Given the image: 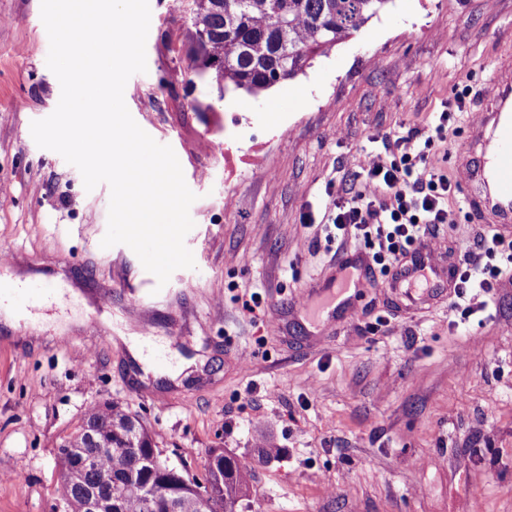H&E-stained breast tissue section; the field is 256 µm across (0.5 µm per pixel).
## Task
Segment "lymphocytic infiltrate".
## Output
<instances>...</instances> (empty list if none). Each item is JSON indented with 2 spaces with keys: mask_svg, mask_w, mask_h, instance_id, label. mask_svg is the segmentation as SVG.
Masks as SVG:
<instances>
[{
  "mask_svg": "<svg viewBox=\"0 0 512 512\" xmlns=\"http://www.w3.org/2000/svg\"><path fill=\"white\" fill-rule=\"evenodd\" d=\"M448 119V112L440 113L432 137L424 141L425 149L445 140ZM407 142L404 136L385 141L386 157L369 159L359 189L341 197L324 216L338 242L364 240L369 248L366 276L371 280L379 275L398 278L408 264L412 246L435 239L456 198V183L428 162L425 149L414 155L404 151ZM419 165L424 168L420 175L415 172ZM504 245L497 232L481 235L476 251L467 253L465 267L449 271L453 300L464 298L472 288L494 293L501 272L482 266L481 261Z\"/></svg>",
  "mask_w": 512,
  "mask_h": 512,
  "instance_id": "f902f5d3",
  "label": "lymphocytic infiltrate"
}]
</instances>
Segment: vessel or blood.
Segmentation results:
<instances>
[{
	"mask_svg": "<svg viewBox=\"0 0 512 512\" xmlns=\"http://www.w3.org/2000/svg\"><path fill=\"white\" fill-rule=\"evenodd\" d=\"M457 156L465 169V196L470 212L478 214L500 232L512 230V56L502 59L489 81L488 93L478 120L460 146ZM427 280L421 299L437 291L438 267L428 246L418 249ZM358 268L339 260L334 275L306 289L305 306L318 319L329 321L337 310L354 308L360 296Z\"/></svg>",
	"mask_w": 512,
	"mask_h": 512,
	"instance_id": "obj_1",
	"label": "vessel or blood"
}]
</instances>
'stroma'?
Here are the masks:
<instances>
[{
    "mask_svg": "<svg viewBox=\"0 0 512 512\" xmlns=\"http://www.w3.org/2000/svg\"><path fill=\"white\" fill-rule=\"evenodd\" d=\"M147 70L125 104L171 146L197 199L185 244L195 266L159 291L124 244L102 248L110 188L36 145L33 121L61 95L47 66L41 0H0L1 279L49 285L13 326L0 322V512H50L55 447L92 403L118 401L150 426L164 457L204 478L211 449L248 466L246 512H512V262L494 295L447 291L418 309L363 283L354 315L319 334L302 293L336 263L321 219L359 186L366 155L414 132L417 153L455 97L435 165L456 154L498 60L512 55V0H394L303 73L251 97L220 93L191 67L193 0H149ZM244 112L248 162L224 169V116ZM315 224L303 225L304 213ZM483 225L465 199L436 253L462 263ZM262 296L243 314L244 290ZM111 327L87 333L90 319ZM148 323L153 364H204L181 382L144 371L118 335ZM280 331H273V324ZM279 453L261 454L260 438Z\"/></svg>",
    "mask_w": 512,
    "mask_h": 512,
    "instance_id": "35a3bbf8",
    "label": "stroma"
}]
</instances>
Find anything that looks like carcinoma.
<instances>
[{
	"mask_svg": "<svg viewBox=\"0 0 512 512\" xmlns=\"http://www.w3.org/2000/svg\"><path fill=\"white\" fill-rule=\"evenodd\" d=\"M392 2L194 0L185 36L195 68H206L220 90L257 97L296 77ZM95 447L106 449L97 467L112 471L115 512H238L250 491V469L218 448L202 480L175 467L152 471L161 451L147 424L116 402L93 403L54 458L55 501L68 512H83V491L94 475L79 467L78 457Z\"/></svg>",
	"mask_w": 512,
	"mask_h": 512,
	"instance_id": "carcinoma-1",
	"label": "carcinoma"
}]
</instances>
